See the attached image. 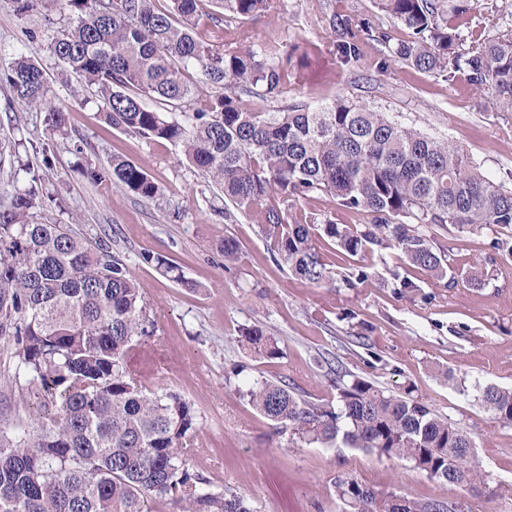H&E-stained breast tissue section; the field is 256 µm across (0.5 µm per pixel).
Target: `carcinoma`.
Returning <instances> with one entry per match:
<instances>
[{
    "instance_id": "1",
    "label": "carcinoma",
    "mask_w": 512,
    "mask_h": 512,
    "mask_svg": "<svg viewBox=\"0 0 512 512\" xmlns=\"http://www.w3.org/2000/svg\"><path fill=\"white\" fill-rule=\"evenodd\" d=\"M74 21L53 38L50 50L63 66L95 89L107 124L145 140L169 143L202 176L217 185L236 210L256 213L267 251L298 280L321 287L334 269L318 241L364 258L386 249L432 278L451 269L427 229L495 234L494 249L512 255V191L479 170L465 147L429 137L363 103L340 97L315 107L251 112L236 94L261 87L277 98L289 73L271 62L274 45L224 51V30L198 10L199 0H56ZM237 16L266 13L271 0H215ZM410 31L390 45L395 61L422 71L460 73L494 89L501 109L512 112V36L474 38L459 48L456 21L472 9L456 0L448 14L435 0H383ZM337 44L344 61L357 56L358 36L348 19ZM195 68L200 79L186 77ZM10 96L44 109L56 130L66 109L48 94L43 71L19 57L0 73ZM219 87L212 94L206 87ZM179 102L182 118L146 105ZM26 187L0 209V343L15 346V377L27 386L31 419L0 426V512H150L161 498L176 512H253L246 495L214 492L190 468L196 414L171 391L152 390L128 373L124 357L155 335L151 304L127 264L103 241L67 224L28 220L44 174L26 169ZM112 182L152 200L159 186L139 165L112 158ZM321 192L348 209L371 216L361 230L325 213L298 209ZM142 259L165 275L169 259ZM239 342L259 358L281 355L278 339L252 325ZM336 404L311 402L284 380L256 379L245 390L249 404L294 443H342L378 456L403 459L430 477L478 493L493 477L467 429L412 396L396 393L321 356ZM478 401L496 421L512 425V389L487 385ZM351 512H456L443 501L383 496L354 476L335 481Z\"/></svg>"
}]
</instances>
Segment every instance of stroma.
<instances>
[{
    "label": "stroma",
    "instance_id": "stroma-1",
    "mask_svg": "<svg viewBox=\"0 0 512 512\" xmlns=\"http://www.w3.org/2000/svg\"><path fill=\"white\" fill-rule=\"evenodd\" d=\"M217 17L224 45L235 50L277 46L279 63L300 71L303 84L268 99L255 88L238 90L253 112H277L294 104L315 105L344 95L387 113L431 136L459 141L481 171L512 191V112L502 111L490 87L447 78L394 61L387 44L408 40L409 30L379 0H275L271 12L242 18L199 0ZM362 25L360 53L343 61L332 12ZM71 20L55 0L31 17H18L11 0H0V68L18 54L44 70L50 96L67 108L65 131L53 130L43 110L13 101L0 87V133L17 132L20 143L0 168V206L9 185L25 186L27 168L44 169L45 183L30 214L34 221L69 224L89 239L120 252L150 300L156 333L145 350L131 349L124 363L134 374L150 372L159 384L190 401L197 411L192 465L211 490L246 494L255 512H346L334 488L352 474L375 490L419 501H445L460 512H512V427L493 420L477 400L478 386L512 387V256L491 248L490 233H459L432 227L435 245L447 249L455 270L481 271L476 286L431 279L386 250L369 278L347 287L344 276L359 258H338L332 242L323 252L337 278L308 286L266 250L257 219L225 218L222 193L170 144L150 142L107 125L97 96L77 75L61 76L49 45ZM512 31V0H476L459 22L462 39ZM143 167L161 188L144 200L94 182L83 167L107 171L112 156ZM236 242L240 259L225 266L224 239ZM167 256L185 277L161 275L141 255ZM413 280L412 293L398 290L395 275ZM263 327L279 340L280 358L250 357L238 342L242 327ZM335 357L352 372L413 394L460 422L477 452L506 488L494 497L468 493L430 478L409 462L342 446H289L271 421L242 392L256 378L284 379L305 399L324 403L335 391L317 367V356ZM13 346L0 344V424L28 418L25 386L15 379ZM456 377L446 385L434 367Z\"/></svg>",
    "mask_w": 512,
    "mask_h": 512
}]
</instances>
